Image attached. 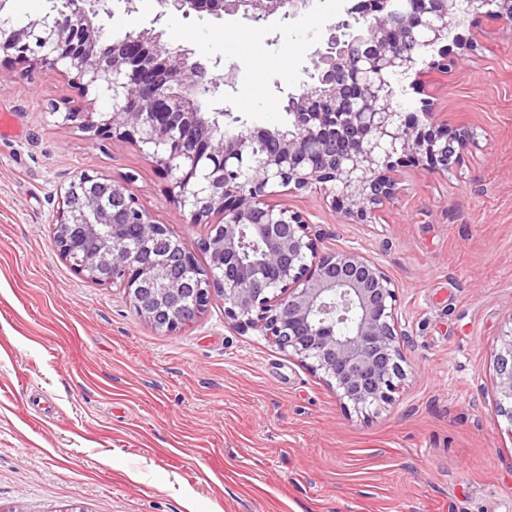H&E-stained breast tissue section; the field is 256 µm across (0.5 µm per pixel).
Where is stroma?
Here are the masks:
<instances>
[{"instance_id":"1","label":"stroma","mask_w":512,"mask_h":512,"mask_svg":"<svg viewBox=\"0 0 512 512\" xmlns=\"http://www.w3.org/2000/svg\"><path fill=\"white\" fill-rule=\"evenodd\" d=\"M355 0H313L297 18L157 20L156 0H104L112 38H163L235 69L207 110L287 129L312 52ZM474 50L430 72L439 123L476 142L447 174L401 171L398 201L361 224L311 190L280 196L332 249L377 258L409 334L393 404L357 413L222 301L180 332L141 320L124 290L78 276L51 224L60 189L88 171L122 180L173 225L199 265L209 227L190 224L131 143L63 126L68 78L0 69V512H512V422L494 356L512 329V29L463 19Z\"/></svg>"}]
</instances>
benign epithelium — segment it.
<instances>
[{
  "instance_id": "1",
  "label": "benign epithelium",
  "mask_w": 512,
  "mask_h": 512,
  "mask_svg": "<svg viewBox=\"0 0 512 512\" xmlns=\"http://www.w3.org/2000/svg\"><path fill=\"white\" fill-rule=\"evenodd\" d=\"M99 2L72 0L25 26L0 17V66L70 78L84 107L66 108L62 124L137 146L167 178V196L187 212L188 223L209 225L201 242L209 263L201 268L175 229L139 203L131 179L88 172L69 181L52 220L60 257L91 283L120 284L138 317L162 333L179 332L218 298L224 318L272 338L336 392L343 407L392 402L408 345L397 284L360 249L324 247L301 213L270 198L281 188L315 186L345 216L374 224L402 192L401 168L448 171L472 134L437 123L425 98L406 115L395 99L423 93L418 62L446 66L448 39L459 41L456 0H410L402 13L392 0L351 7L312 53L305 91L286 96L291 128L248 127L224 108L217 114L238 125L231 135L199 111L218 88L210 65L153 28L112 40L94 22ZM158 4V20L206 13L263 24L278 13L295 17L311 0ZM472 4L473 12L512 28V0ZM102 94L112 107L95 118ZM247 229L262 245L254 262L244 260ZM495 368L501 397L512 402V329Z\"/></svg>"
}]
</instances>
